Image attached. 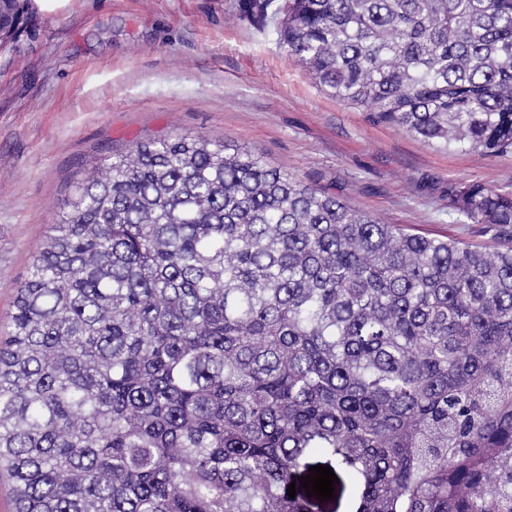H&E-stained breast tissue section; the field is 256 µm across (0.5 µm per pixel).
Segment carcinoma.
Here are the masks:
<instances>
[{"instance_id": "cac0c4a2", "label": "carcinoma", "mask_w": 512, "mask_h": 512, "mask_svg": "<svg viewBox=\"0 0 512 512\" xmlns=\"http://www.w3.org/2000/svg\"><path fill=\"white\" fill-rule=\"evenodd\" d=\"M328 95L448 152L512 153V0H286ZM20 0H0V38ZM412 233L222 140L142 142L76 182L0 340L15 512H512V193Z\"/></svg>"}]
</instances>
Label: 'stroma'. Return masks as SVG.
Segmentation results:
<instances>
[{
    "instance_id": "obj_1",
    "label": "stroma",
    "mask_w": 512,
    "mask_h": 512,
    "mask_svg": "<svg viewBox=\"0 0 512 512\" xmlns=\"http://www.w3.org/2000/svg\"><path fill=\"white\" fill-rule=\"evenodd\" d=\"M240 0H31L0 49V335L74 184L139 142L205 135L412 232L484 242L448 190L512 192V155L440 151L328 96Z\"/></svg>"
}]
</instances>
